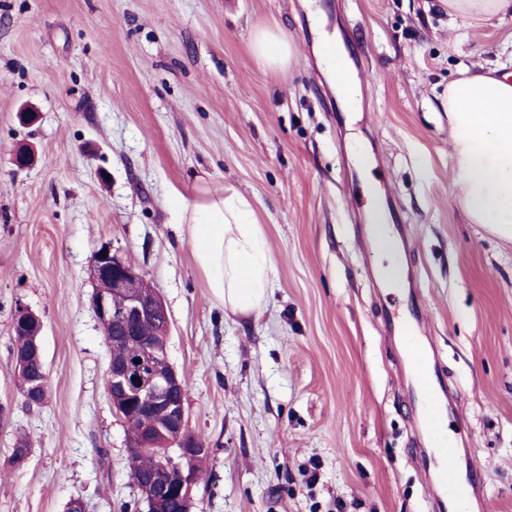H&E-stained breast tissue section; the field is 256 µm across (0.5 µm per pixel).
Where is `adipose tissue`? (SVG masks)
<instances>
[{"instance_id":"obj_1","label":"adipose tissue","mask_w":512,"mask_h":512,"mask_svg":"<svg viewBox=\"0 0 512 512\" xmlns=\"http://www.w3.org/2000/svg\"><path fill=\"white\" fill-rule=\"evenodd\" d=\"M446 106L467 217L512 239V73L494 68L459 77L448 84ZM177 221L188 228L215 300L242 314L258 309L272 262L251 203L203 181Z\"/></svg>"}]
</instances>
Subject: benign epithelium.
Segmentation results:
<instances>
[{
  "instance_id": "1",
  "label": "benign epithelium",
  "mask_w": 512,
  "mask_h": 512,
  "mask_svg": "<svg viewBox=\"0 0 512 512\" xmlns=\"http://www.w3.org/2000/svg\"><path fill=\"white\" fill-rule=\"evenodd\" d=\"M92 309L99 324L110 323L122 333L117 342L135 350L109 357L112 409L130 429L129 450L167 448L149 479L133 480L146 512H164L163 503L178 494L192 512L198 473L194 460L205 445L186 435L185 380L172 367L153 369L155 336L170 335V318L159 293L122 257L103 246L93 264Z\"/></svg>"
}]
</instances>
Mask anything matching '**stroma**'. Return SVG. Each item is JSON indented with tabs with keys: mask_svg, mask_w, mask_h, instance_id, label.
<instances>
[{
	"mask_svg": "<svg viewBox=\"0 0 512 512\" xmlns=\"http://www.w3.org/2000/svg\"><path fill=\"white\" fill-rule=\"evenodd\" d=\"M323 26L355 111L319 66ZM260 29L289 67L257 62ZM491 68L512 72V19L472 25L443 0H0V512L139 504L91 308L104 245L167 307L209 450L193 512H512V240L467 218L444 106L449 81ZM201 175L253 205L273 263L258 312L214 299L176 222ZM23 308L43 322L39 406L14 378ZM408 326L435 350L455 466L483 477L461 506L435 489ZM371 218L375 224L374 241L377 252L382 260L388 261V266L382 268V271L386 273L388 278H391L394 275V265L397 259L396 247L383 224L384 214L375 202L371 207Z\"/></svg>",
	"mask_w": 512,
	"mask_h": 512,
	"instance_id": "1",
	"label": "stroma"
}]
</instances>
